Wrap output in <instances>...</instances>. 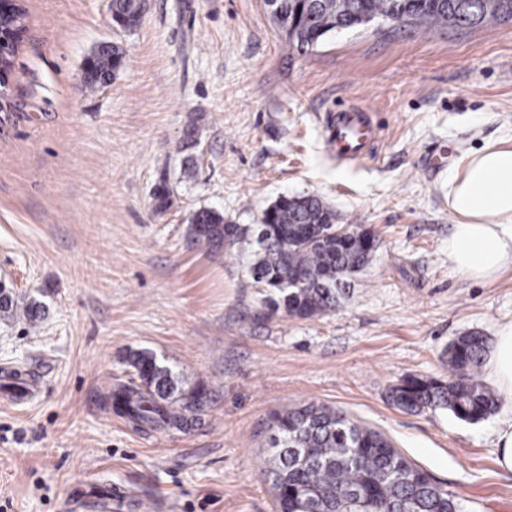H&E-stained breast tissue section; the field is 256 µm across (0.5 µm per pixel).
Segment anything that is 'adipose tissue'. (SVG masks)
I'll use <instances>...</instances> for the list:
<instances>
[{"mask_svg":"<svg viewBox=\"0 0 512 512\" xmlns=\"http://www.w3.org/2000/svg\"><path fill=\"white\" fill-rule=\"evenodd\" d=\"M448 207L458 218L448 261L459 275L482 282L512 266V148L474 152L448 182ZM488 372L512 404V324L498 330Z\"/></svg>","mask_w":512,"mask_h":512,"instance_id":"adipose-tissue-1","label":"adipose tissue"}]
</instances>
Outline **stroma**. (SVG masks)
I'll return each instance as SVG.
<instances>
[{
  "label": "stroma",
  "instance_id": "stroma-1",
  "mask_svg": "<svg viewBox=\"0 0 512 512\" xmlns=\"http://www.w3.org/2000/svg\"><path fill=\"white\" fill-rule=\"evenodd\" d=\"M22 41L0 73V283L37 329L0 315V512H275L263 469L276 414L308 403L383 434L460 512H512L496 433L390 401L405 377L448 373L459 336L512 323V266L475 283L448 264V179L512 147V19L477 28L373 24L290 47L264 0H20ZM122 47L110 84L84 62ZM380 126L371 153L327 142L338 110ZM168 195L166 209L156 196ZM315 194L377 249L339 310L288 316L248 274L257 224ZM212 209L245 229L196 242ZM149 352L209 402L183 432H139L112 393ZM33 376L9 405L5 368ZM139 0H113L112 19L117 24L130 28L135 26L140 19Z\"/></svg>",
  "mask_w": 512,
  "mask_h": 512
}]
</instances>
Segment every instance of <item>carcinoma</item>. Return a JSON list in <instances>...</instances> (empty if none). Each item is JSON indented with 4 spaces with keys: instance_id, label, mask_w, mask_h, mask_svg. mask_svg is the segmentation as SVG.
Returning a JSON list of instances; mask_svg holds the SVG:
<instances>
[{
    "instance_id": "cac0c4a2",
    "label": "carcinoma",
    "mask_w": 512,
    "mask_h": 512,
    "mask_svg": "<svg viewBox=\"0 0 512 512\" xmlns=\"http://www.w3.org/2000/svg\"><path fill=\"white\" fill-rule=\"evenodd\" d=\"M274 19L288 43L316 46L329 32L365 26L392 14L415 26L474 27L512 18V0H280ZM139 0H112V19L130 28L140 19ZM118 46L98 48L85 71L93 89L110 83L121 69ZM207 243H238L243 234L215 210H200L189 227ZM260 252L250 266L252 280L276 296L288 315L311 318L336 311L347 271L369 260V246L356 230L336 236V213L316 195L282 196L263 212L257 227ZM488 339L458 337L448 347V377L410 376L394 387L391 402L405 412L448 410L477 423L492 415L500 397L480 378ZM129 366L146 392L119 385L116 410L137 430H183L189 414L207 399L204 388L186 392L172 370L154 356L137 353ZM268 476L277 508L288 512H457L455 499L433 483L381 433L335 410L309 404L274 417Z\"/></svg>"
}]
</instances>
